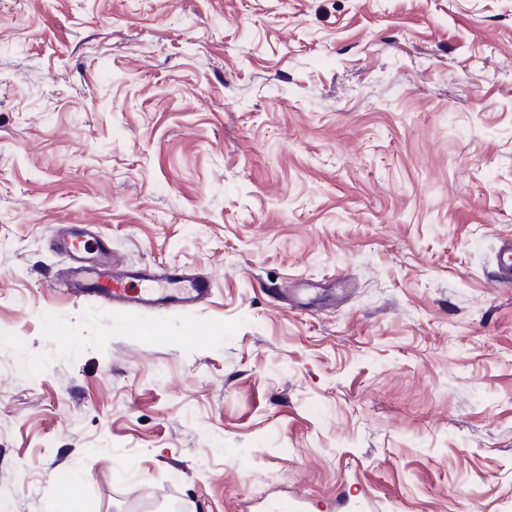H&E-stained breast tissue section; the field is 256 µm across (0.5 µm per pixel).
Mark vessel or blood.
Listing matches in <instances>:
<instances>
[{"label": "vessel or blood", "instance_id": "obj_1", "mask_svg": "<svg viewBox=\"0 0 512 512\" xmlns=\"http://www.w3.org/2000/svg\"><path fill=\"white\" fill-rule=\"evenodd\" d=\"M54 247L71 260L61 282L70 295L96 297L127 315L154 308H192L209 295L208 275L170 267L131 272L114 257L106 238L91 236L85 229L57 235Z\"/></svg>", "mask_w": 512, "mask_h": 512}]
</instances>
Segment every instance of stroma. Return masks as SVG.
<instances>
[{"label": "stroma", "mask_w": 512, "mask_h": 512, "mask_svg": "<svg viewBox=\"0 0 512 512\" xmlns=\"http://www.w3.org/2000/svg\"><path fill=\"white\" fill-rule=\"evenodd\" d=\"M509 234L512 0H0V512H512ZM87 228L80 233L69 229L54 240L55 249L69 256L72 263L60 283L52 277L49 282L66 288L70 295L96 297L126 315L154 308H192L208 297L211 281L207 274L170 267L131 272L113 256L108 240L91 235ZM90 241L94 242L92 249ZM132 279L141 281V288H130Z\"/></svg>", "instance_id": "obj_1"}]
</instances>
